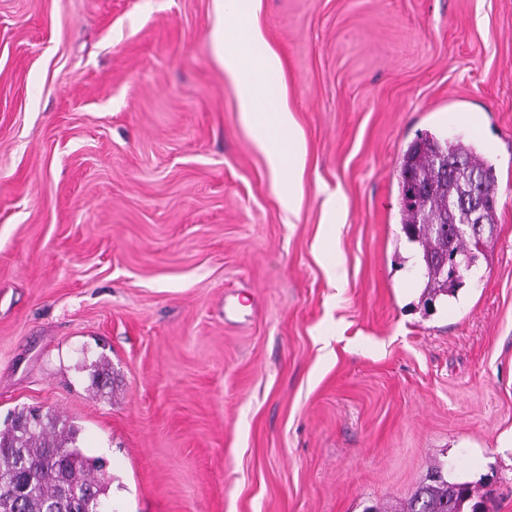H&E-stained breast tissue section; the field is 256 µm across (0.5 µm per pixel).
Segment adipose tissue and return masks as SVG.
I'll return each mask as SVG.
<instances>
[{"mask_svg":"<svg viewBox=\"0 0 512 512\" xmlns=\"http://www.w3.org/2000/svg\"><path fill=\"white\" fill-rule=\"evenodd\" d=\"M259 0H217L218 22L210 32L214 55L237 90L250 138L264 153L282 202L296 205L297 182L306 157L292 110L282 92V64L264 41L257 20Z\"/></svg>","mask_w":512,"mask_h":512,"instance_id":"1","label":"adipose tissue"}]
</instances>
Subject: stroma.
<instances>
[{
  "label": "stroma",
  "mask_w": 512,
  "mask_h": 512,
  "mask_svg": "<svg viewBox=\"0 0 512 512\" xmlns=\"http://www.w3.org/2000/svg\"><path fill=\"white\" fill-rule=\"evenodd\" d=\"M214 23L0 0V426L73 423L100 512H402L436 463L512 512V0H260L307 143L291 214ZM425 131L497 177L485 257L429 303L397 186ZM324 207L328 214L327 219L324 224H327L328 227L324 231V241L326 243V247L324 249V261L329 270L331 280L334 284L336 281L340 279L338 273H336V257L330 248V244L333 241L335 235V223H336V199L334 197H329L324 202Z\"/></svg>",
  "instance_id": "1"
}]
</instances>
